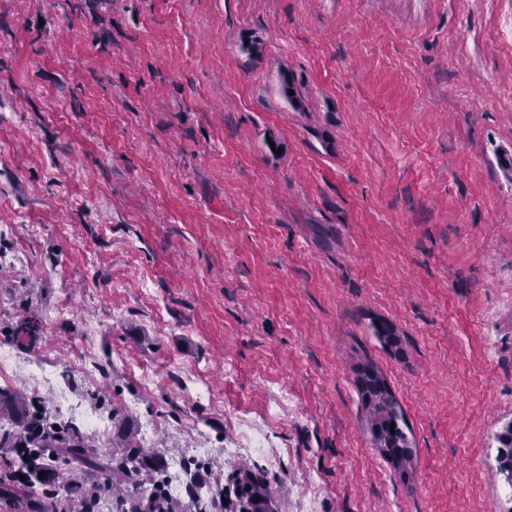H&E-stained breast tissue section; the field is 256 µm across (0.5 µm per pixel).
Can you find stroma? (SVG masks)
Wrapping results in <instances>:
<instances>
[{"label":"stroma","instance_id":"obj_1","mask_svg":"<svg viewBox=\"0 0 512 512\" xmlns=\"http://www.w3.org/2000/svg\"><path fill=\"white\" fill-rule=\"evenodd\" d=\"M508 149L512 0H0V342L229 500L512 512ZM9 336L17 346L31 347L41 336L39 322L33 317L23 318L15 323ZM365 394L375 422V429L381 428L387 435L391 448L407 450V437L399 424V414L386 390H370ZM394 425V433H391ZM237 474V486L243 485L249 488L251 496L255 497L256 508L261 500L266 501L267 488L260 470L254 471L250 468H242L237 471Z\"/></svg>","mask_w":512,"mask_h":512}]
</instances>
